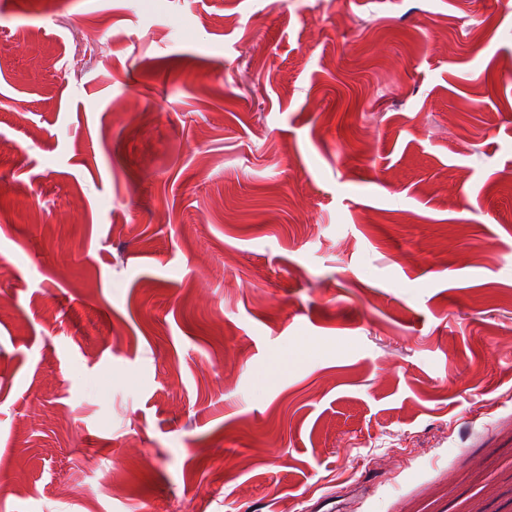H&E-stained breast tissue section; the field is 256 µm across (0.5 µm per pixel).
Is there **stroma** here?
I'll return each mask as SVG.
<instances>
[{"label":"stroma","mask_w":512,"mask_h":512,"mask_svg":"<svg viewBox=\"0 0 512 512\" xmlns=\"http://www.w3.org/2000/svg\"><path fill=\"white\" fill-rule=\"evenodd\" d=\"M314 2L0 0V512H512V7Z\"/></svg>","instance_id":"35a3bbf8"}]
</instances>
